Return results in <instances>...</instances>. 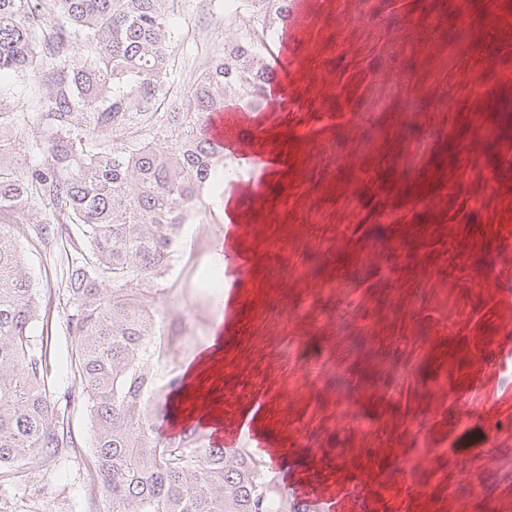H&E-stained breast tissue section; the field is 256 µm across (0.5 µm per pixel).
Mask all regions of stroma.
<instances>
[{"label":"stroma","instance_id":"1","mask_svg":"<svg viewBox=\"0 0 512 512\" xmlns=\"http://www.w3.org/2000/svg\"><path fill=\"white\" fill-rule=\"evenodd\" d=\"M336 2L315 0V22L302 36L318 48L328 71L342 74L343 83L310 111L289 115L290 122L314 133L309 153H290L291 173L270 189L293 204L285 210L256 200L244 205L251 218L287 232L289 254H307L310 278L288 301H307L309 311L290 330H281L264 315L265 295L244 289L243 304L254 323L247 341L228 352L242 364L238 392L274 391L269 424H278L284 412L297 433L368 448L371 434L363 424L373 421L381 434L400 437L402 447L446 454L433 471L371 452L366 469L352 477L366 488L360 502L318 468L294 465L288 481L300 502L315 494L334 502L337 512H393L375 491L381 478L414 490L419 502L432 494L443 498L444 512H507L495 488L512 467V378L505 369L512 341L499 328L500 318H512V268L492 257L501 237H512V106L496 108L490 101L498 84L512 79V49L460 26L469 0H433L426 13L373 0V15L352 27L339 25ZM175 24L174 76L183 87L193 83L205 57L242 35L225 23L224 0H183ZM398 29L409 39L395 47L383 34ZM0 83L18 114V138L29 140L51 85L39 73ZM479 102L484 108L478 112ZM409 105L423 109L425 121L443 129L444 138L430 139L418 125L404 124ZM482 123L495 134L480 144L474 131ZM493 165L499 186L490 193L484 183ZM422 166L429 171V202L412 208L408 202ZM356 170L362 174L358 183L352 180ZM222 194L221 177L213 175L167 270L152 283L149 303L158 314L156 341L163 350L154 361L153 409L211 331L222 278L207 256L214 227L223 221ZM389 209L407 212L408 224L374 223L377 213ZM44 219V211L34 207L0 215V224L21 227L18 242L46 296L60 283L62 251L30 233V225ZM337 226L342 242L326 264L313 244ZM427 277L433 284L448 281L447 300L439 299L433 285L424 287ZM462 277L473 282L471 293L457 292ZM328 280L335 281V291L323 289ZM349 300L356 308L347 316L339 305ZM49 323L52 376L61 394L71 385V339L58 303L50 305ZM296 344L316 346L330 370L302 360L285 366L284 353ZM433 362L442 364L447 379L438 396L432 392L435 378L427 373ZM472 403L494 412L499 423L495 463L475 479L467 476L464 456L451 451L458 441L482 438L481 423H472L465 436L454 424L456 407ZM70 427L77 445L63 457L37 460L0 477V512H109L110 503L87 476L92 432L84 408L71 411Z\"/></svg>","mask_w":512,"mask_h":512}]
</instances>
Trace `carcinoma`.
<instances>
[{"mask_svg": "<svg viewBox=\"0 0 512 512\" xmlns=\"http://www.w3.org/2000/svg\"><path fill=\"white\" fill-rule=\"evenodd\" d=\"M182 2L0 0V74L35 73L45 57L52 86L32 131L41 166L19 162L14 115L0 107V213L38 206L53 223L35 234L66 243L58 294L76 390L62 407L52 399L49 337L31 334L41 298L15 228L0 224V468L75 447L69 413L81 406L93 432L88 479L112 512H314L283 500L250 452L229 458L195 427L164 438L151 424L158 322L148 285L223 159L199 132L205 114L225 105L228 88L261 108L274 79L262 42L279 27L280 0H240L244 36L177 89L172 19ZM76 46L88 52L80 67L70 64Z\"/></svg>", "mask_w": 512, "mask_h": 512, "instance_id": "obj_1", "label": "carcinoma"}]
</instances>
